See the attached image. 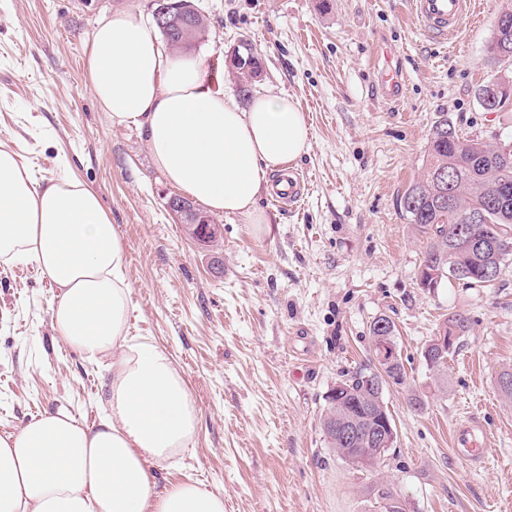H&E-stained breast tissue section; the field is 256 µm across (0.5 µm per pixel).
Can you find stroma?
Wrapping results in <instances>:
<instances>
[{"label":"stroma","mask_w":512,"mask_h":512,"mask_svg":"<svg viewBox=\"0 0 512 512\" xmlns=\"http://www.w3.org/2000/svg\"><path fill=\"white\" fill-rule=\"evenodd\" d=\"M209 20L189 51L205 80L239 97L223 67L240 40L262 58L253 95H286L311 129L294 163L307 173L302 205L259 204L266 224L214 215L200 246L170 214L176 193L136 128L113 124L87 83L100 17L153 0H0V147L41 183L69 172L99 194L126 244L130 335L164 347L200 411L191 447L159 486L189 480L221 490L225 512H378L379 482L406 512H512V403L497 386L512 368V268L492 288L443 280L419 288L423 239L399 198L423 166L430 129L512 141V107L488 112L480 88L500 65L486 47L512 0H477L451 51L426 36L409 0H199ZM391 43L400 101L377 96L376 48ZM57 288L30 261L0 263V436L64 409L94 424L108 409L106 362L88 360L51 328ZM453 313L469 329L435 381L423 348ZM396 329L403 384L387 385L396 442L381 475L330 448L326 397L366 368L370 326ZM487 436L484 464L453 449L468 420Z\"/></svg>","instance_id":"obj_1"}]
</instances>
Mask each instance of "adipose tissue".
<instances>
[{
  "label": "adipose tissue",
  "instance_id": "1",
  "mask_svg": "<svg viewBox=\"0 0 512 512\" xmlns=\"http://www.w3.org/2000/svg\"><path fill=\"white\" fill-rule=\"evenodd\" d=\"M87 68L102 111L143 133L171 184L212 213L267 223V175L310 147L292 98L240 107L133 9L98 22ZM0 260L38 265L61 293L55 335L89 359L110 358L112 373L96 424L59 410L0 436V512H224L223 493L199 482L157 488L151 465L179 460L199 409L171 355L129 336L125 246L99 194L68 174L41 184L1 148Z\"/></svg>",
  "mask_w": 512,
  "mask_h": 512
}]
</instances>
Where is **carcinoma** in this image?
Instances as JSON below:
<instances>
[{
    "label": "carcinoma",
    "instance_id": "1",
    "mask_svg": "<svg viewBox=\"0 0 512 512\" xmlns=\"http://www.w3.org/2000/svg\"><path fill=\"white\" fill-rule=\"evenodd\" d=\"M512 51V36L492 37L488 53L502 62V51ZM242 64L235 74L240 92L248 94L261 61L244 40L237 49ZM507 184L512 189V161L504 163L495 145L461 136L455 127L443 118L431 130L426 150V161L419 177L400 197V209L408 222L415 225L426 237V250L422 266L428 270L443 267L442 277H453L478 288H491L496 280L487 279L482 270L495 266L504 273L512 259V208L499 209L492 203V186ZM453 200L454 208L440 205L443 197ZM463 224L471 225L470 237L458 235ZM493 239L502 243L497 250L477 252L470 248L469 238ZM447 336L453 338L448 346L465 336L469 329L468 319L453 314L444 321ZM371 347L375 369L357 371L336 382L329 395L328 412L324 428L330 447L337 455L351 464L369 469L361 455L368 447L366 429L388 414L384 390L368 386V379L377 375L383 378L382 386L401 385L404 368L401 359L390 361L380 356L384 344L397 346L394 324L389 319H375L370 327ZM358 426L356 441L347 440L344 434L346 422ZM382 512H405L402 500L391 490H378Z\"/></svg>",
    "mask_w": 512,
    "mask_h": 512
}]
</instances>
